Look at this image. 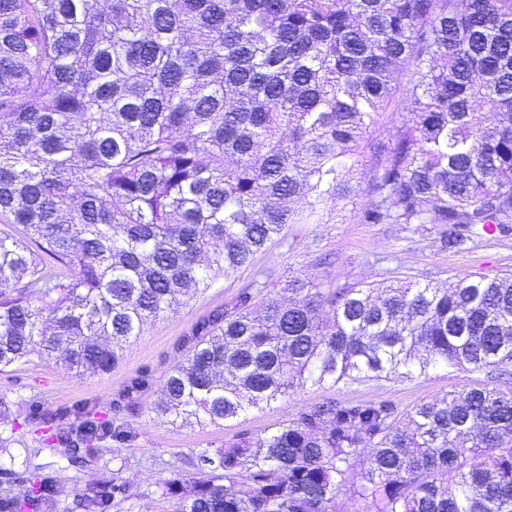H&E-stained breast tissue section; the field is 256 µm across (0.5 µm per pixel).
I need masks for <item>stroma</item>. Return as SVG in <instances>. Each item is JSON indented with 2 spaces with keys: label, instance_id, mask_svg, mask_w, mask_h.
I'll return each mask as SVG.
<instances>
[{
  "label": "stroma",
  "instance_id": "obj_1",
  "mask_svg": "<svg viewBox=\"0 0 512 512\" xmlns=\"http://www.w3.org/2000/svg\"><path fill=\"white\" fill-rule=\"evenodd\" d=\"M370 202V196L362 193L331 223L291 225L284 241L258 254L251 267L218 278L212 288L178 313L149 323L143 334L126 346L110 372L79 376L35 356L0 372V399L12 403L15 410L25 411L27 400L33 397L54 412L90 402L134 434L131 441L120 444L118 452L90 461L78 473L59 453L40 449L36 432L21 430L19 440L37 451L35 463L56 472L62 481L64 492L56 512H75L70 492L74 474L89 479L103 472L116 473L127 486L126 499L112 512H174L176 502L163 495L161 483L181 470L203 478V471L192 466L193 454L199 449L222 445L242 432L256 438L265 436L303 407L328 398H389L407 409L476 382H492L495 375L491 372L438 369L411 380L307 387L221 427L195 423L176 427L148 412L164 376L185 356L196 323L230 301L257 268L273 263L280 275L307 271L323 283L339 286L377 283L405 274L448 280L463 272L490 278L512 273V235L486 236L467 250H444L428 224L359 223L358 211ZM322 254L330 255V264H318ZM141 374L147 378L145 385L134 399H124L130 380Z\"/></svg>",
  "mask_w": 512,
  "mask_h": 512
}]
</instances>
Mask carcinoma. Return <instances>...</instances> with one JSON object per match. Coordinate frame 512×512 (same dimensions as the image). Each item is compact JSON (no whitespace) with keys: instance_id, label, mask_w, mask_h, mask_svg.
<instances>
[{"instance_id":"carcinoma-1","label":"carcinoma","mask_w":512,"mask_h":512,"mask_svg":"<svg viewBox=\"0 0 512 512\" xmlns=\"http://www.w3.org/2000/svg\"><path fill=\"white\" fill-rule=\"evenodd\" d=\"M361 189L360 223L432 224L444 250L512 231V0H0V370L36 352L109 372ZM511 366V275L324 288L270 266L195 325L148 410L221 427L307 386ZM65 415L0 399V456L24 426L76 469L130 437L87 404ZM194 459L208 480L161 484L175 512H336L357 463L354 512H512V378L404 410L325 400ZM0 473V512L62 493L40 467ZM72 492L111 512L126 487Z\"/></svg>"}]
</instances>
